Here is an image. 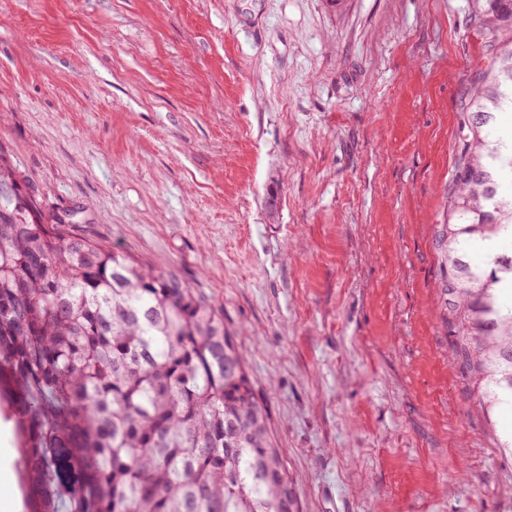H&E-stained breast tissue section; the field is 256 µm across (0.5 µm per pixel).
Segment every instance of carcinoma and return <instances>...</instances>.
<instances>
[{"mask_svg": "<svg viewBox=\"0 0 512 512\" xmlns=\"http://www.w3.org/2000/svg\"><path fill=\"white\" fill-rule=\"evenodd\" d=\"M485 67L459 112L448 223L436 225L446 320L483 404H512V0H470ZM0 402L29 512H60L67 449L83 512H297L268 413L220 309L177 277L47 214L0 148ZM499 248L479 263L477 243Z\"/></svg>", "mask_w": 512, "mask_h": 512, "instance_id": "carcinoma-1", "label": "carcinoma"}]
</instances>
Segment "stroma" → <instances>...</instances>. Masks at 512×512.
<instances>
[{
    "label": "stroma",
    "instance_id": "stroma-1",
    "mask_svg": "<svg viewBox=\"0 0 512 512\" xmlns=\"http://www.w3.org/2000/svg\"><path fill=\"white\" fill-rule=\"evenodd\" d=\"M469 0H0V148L221 309L299 512H512L442 316Z\"/></svg>",
    "mask_w": 512,
    "mask_h": 512
}]
</instances>
